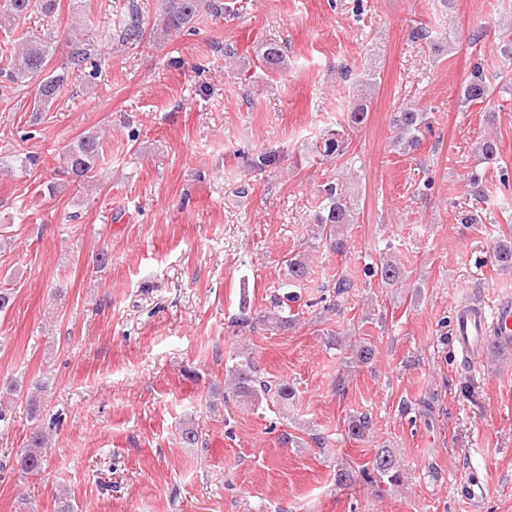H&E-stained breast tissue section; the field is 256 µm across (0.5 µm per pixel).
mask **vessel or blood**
Instances as JSON below:
<instances>
[{"mask_svg": "<svg viewBox=\"0 0 512 512\" xmlns=\"http://www.w3.org/2000/svg\"><path fill=\"white\" fill-rule=\"evenodd\" d=\"M452 336L455 351L469 366H477L489 341L512 344V297L498 300L492 309L463 305L453 315Z\"/></svg>", "mask_w": 512, "mask_h": 512, "instance_id": "obj_1", "label": "vessel or blood"}]
</instances>
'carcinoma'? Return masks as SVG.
<instances>
[{"label": "carcinoma", "instance_id": "obj_1", "mask_svg": "<svg viewBox=\"0 0 512 512\" xmlns=\"http://www.w3.org/2000/svg\"><path fill=\"white\" fill-rule=\"evenodd\" d=\"M58 8V0H0V22L14 24L20 19H26L33 13L44 17L54 15ZM207 9L214 14H231L233 6L224 0H164L158 17L152 28H147L139 11L138 3L129 4L127 18L123 22L119 38L125 44H137L146 36L166 39L191 30L192 22L196 21L202 10ZM71 50L65 64L55 68L49 66L55 49L52 35L31 33L20 40L0 47V77L5 81L23 87L32 81H38L32 111L43 112L59 96L61 90L68 84L70 75L77 74L81 86L89 87L97 78V49L91 42L83 38L81 33L70 34ZM258 59L263 68L273 74H280L285 69L286 55L281 44L269 39L263 42L258 51ZM490 81L485 73L484 63L476 61L459 92L462 107L469 108L481 104L490 98ZM368 112V104L364 98H358L347 111L344 123L353 130L363 124ZM392 124L397 130L398 138L394 145L416 149L421 144L425 129L429 128L427 109L419 106H401L392 117ZM346 149L345 138L338 130H327L320 141L316 143V152L323 157L342 155ZM479 162L494 163L500 156L499 142L494 138H485L478 145ZM103 150L100 137L94 132L80 135L72 141L63 152L65 172L70 175L75 187L86 190L89 185L100 180V164ZM355 212L352 204L342 192L337 183H327L323 188L321 207L314 216L313 224L316 232L312 238L333 252L340 254L344 251V226L354 223ZM497 265L503 269H512V240L498 243L493 252ZM286 277L277 288L283 293L273 295L272 311L255 316L241 310L236 317L235 325L249 327L260 322L273 329L281 330L288 327L290 319L284 315L288 303L296 301L298 295L294 289L307 280L310 269L301 254H295L285 260ZM369 274L380 278L381 282L393 288L403 282L405 271L393 259L384 257L379 263L367 268ZM230 378L231 392L252 405H261L269 399L278 406H288L293 399L294 390L284 382L274 383L265 380L253 366L247 356L234 363L227 369ZM47 444L45 435L39 427H34L26 438L25 449L18 464L27 473H38L42 470ZM363 475L369 480L400 485L403 474L397 455L391 448H380L372 460L371 467L363 470Z\"/></svg>", "mask_w": 512, "mask_h": 512}]
</instances>
